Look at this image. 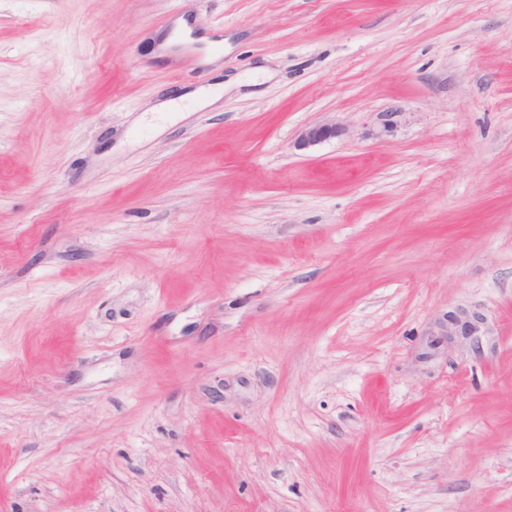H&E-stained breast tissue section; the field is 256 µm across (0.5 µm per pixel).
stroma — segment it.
Listing matches in <instances>:
<instances>
[{"label": "stroma", "mask_w": 512, "mask_h": 512, "mask_svg": "<svg viewBox=\"0 0 512 512\" xmlns=\"http://www.w3.org/2000/svg\"><path fill=\"white\" fill-rule=\"evenodd\" d=\"M0 512H512V0H0ZM341 129L336 123L326 122L306 126L299 133L294 147L298 150H307L331 138H335Z\"/></svg>", "instance_id": "obj_1"}]
</instances>
